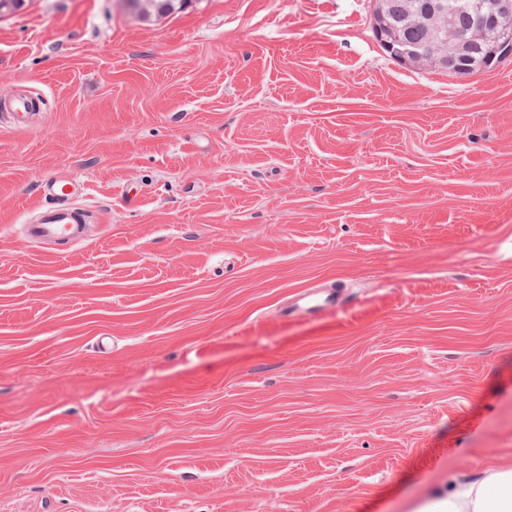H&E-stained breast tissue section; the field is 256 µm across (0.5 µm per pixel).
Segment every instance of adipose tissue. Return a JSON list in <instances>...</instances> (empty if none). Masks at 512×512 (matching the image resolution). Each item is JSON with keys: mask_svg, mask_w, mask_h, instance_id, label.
I'll return each instance as SVG.
<instances>
[{"mask_svg": "<svg viewBox=\"0 0 512 512\" xmlns=\"http://www.w3.org/2000/svg\"><path fill=\"white\" fill-rule=\"evenodd\" d=\"M429 512H512V466L493 467L466 485H452Z\"/></svg>", "mask_w": 512, "mask_h": 512, "instance_id": "obj_1", "label": "adipose tissue"}]
</instances>
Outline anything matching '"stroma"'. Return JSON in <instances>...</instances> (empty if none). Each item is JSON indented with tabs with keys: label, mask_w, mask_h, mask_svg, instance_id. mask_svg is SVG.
<instances>
[{
	"label": "stroma",
	"mask_w": 512,
	"mask_h": 512,
	"mask_svg": "<svg viewBox=\"0 0 512 512\" xmlns=\"http://www.w3.org/2000/svg\"><path fill=\"white\" fill-rule=\"evenodd\" d=\"M373 8L0 18L41 101L0 114V512H427L512 465V56L397 64ZM75 177L89 239L30 240ZM345 298L339 284H329L326 288H309L302 292L298 300L282 309L285 317L298 314L319 315L338 305Z\"/></svg>",
	"instance_id": "1"
}]
</instances>
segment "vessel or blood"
Segmentation results:
<instances>
[{
    "label": "vessel or blood",
    "instance_id": "obj_1",
    "mask_svg": "<svg viewBox=\"0 0 512 512\" xmlns=\"http://www.w3.org/2000/svg\"><path fill=\"white\" fill-rule=\"evenodd\" d=\"M85 189V183L74 179L46 183L43 191L51 203L41 209L38 222L29 225V237L35 241L63 239L80 244L85 238L86 217L76 199ZM343 298L342 287L334 283L324 288H310L302 292L296 302L285 306L282 313L287 317L318 315L338 305Z\"/></svg>",
    "mask_w": 512,
    "mask_h": 512
}]
</instances>
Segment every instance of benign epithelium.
I'll use <instances>...</instances> for the list:
<instances>
[{"mask_svg": "<svg viewBox=\"0 0 512 512\" xmlns=\"http://www.w3.org/2000/svg\"><path fill=\"white\" fill-rule=\"evenodd\" d=\"M378 13L390 18L401 59L420 67L441 66L456 72L455 63L500 42H512V0H469L459 6L451 0H408L394 12L391 0H374ZM128 11L146 19L155 11V0H123ZM417 32L423 40L411 39Z\"/></svg>", "mask_w": 512, "mask_h": 512, "instance_id": "7a95c632", "label": "benign epithelium"}]
</instances>
